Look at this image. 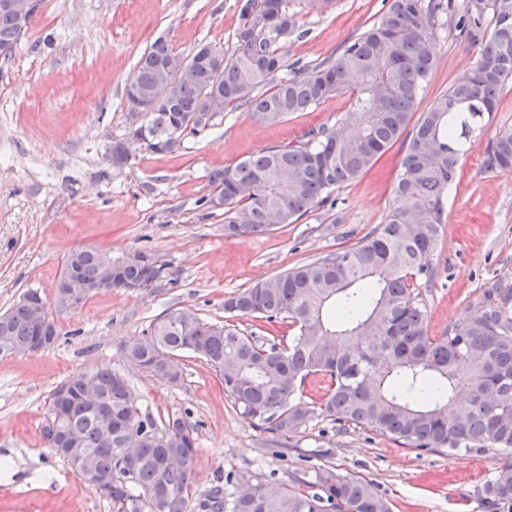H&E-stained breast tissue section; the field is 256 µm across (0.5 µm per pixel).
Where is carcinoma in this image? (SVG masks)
<instances>
[{
  "instance_id": "carcinoma-1",
  "label": "carcinoma",
  "mask_w": 512,
  "mask_h": 512,
  "mask_svg": "<svg viewBox=\"0 0 512 512\" xmlns=\"http://www.w3.org/2000/svg\"><path fill=\"white\" fill-rule=\"evenodd\" d=\"M382 17L345 42L339 55L309 68L289 61L288 37L305 35L304 18L333 9L334 0H242L234 32L235 50L201 45L190 56L157 38L142 54L126 94L143 121L130 133L152 153H170L168 140L197 134L229 108H246L266 123L307 112L339 94L349 95V132L340 122L321 125L296 145H280L233 166L210 172L212 198L224 209V235L262 234L293 224L324 206L336 190L367 172L401 137L406 151L381 223L361 244L304 262L261 279L224 300L230 319L210 324L185 308H170L145 335L124 345L128 360L154 378H182L179 358L189 353L222 367L224 393L254 428L287 434L316 417L366 427L405 448L493 451L506 462L482 493L487 512H512V279L483 289L472 311L431 336L421 280L430 279L442 226L444 201L462 156L479 140L504 89L512 83V0H491V34L480 57L436 97L419 118L436 58V0H383ZM475 4L457 26L480 28ZM20 24L0 8V46L18 44ZM186 64L175 76L167 66ZM179 78L171 99L157 96ZM196 117L190 130L185 119ZM126 138H114L112 166L128 165ZM488 171H512V125L499 126L484 148ZM104 251H70L62 272L93 286L103 279ZM162 274L154 257L136 251L112 265V287L148 288ZM345 313L331 317L333 306ZM253 318L291 328L288 345L264 341L233 318ZM0 336L27 348L37 338L56 342L30 305L17 301L0 314ZM330 379L312 404L301 401L305 380ZM72 399L51 394L45 416L75 428L82 452L95 470L112 475L103 493L112 512H188L197 449L178 439L190 422L170 418L158 425L140 415L124 375L103 367L93 379L66 381ZM91 391L96 408L80 396ZM139 436L127 471L118 470L126 435ZM112 439V448L103 447ZM290 487L247 484L227 500L215 493L202 504L215 512H391L389 501L360 476L319 468Z\"/></svg>"
}]
</instances>
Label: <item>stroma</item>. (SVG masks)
<instances>
[{
    "label": "stroma",
    "mask_w": 512,
    "mask_h": 512,
    "mask_svg": "<svg viewBox=\"0 0 512 512\" xmlns=\"http://www.w3.org/2000/svg\"><path fill=\"white\" fill-rule=\"evenodd\" d=\"M441 2L424 108L477 61L491 33L487 26L472 34L456 29L452 17L467 0ZM238 9V0H45L13 55L0 57V313L32 289L60 332L51 348L0 356V489L17 491L0 499V512H112L40 435L53 390L106 366L126 376L141 412L195 426L189 512H201L226 475L289 485L310 466L371 481L392 512H484L477 491L500 466L496 454L418 451L329 417L286 435L264 432L235 411L201 359L183 355L174 386L125 357V343L168 308L223 322L230 293L356 244L391 200L402 139L341 187L336 205L274 231L225 236L224 212L209 204L210 171L345 118L344 95L273 125L244 109L220 114L177 152L139 150L125 168L112 167L106 148L132 122L126 87L144 50L163 36L183 55L205 43L233 51ZM381 14L382 0H336L331 13L307 16L308 33L289 37L288 56L316 65ZM445 214L422 291L433 336L468 314L483 288L512 278V172L486 171L483 148L475 146L448 190ZM84 246L116 257L149 252L162 278L149 288L99 291L74 310L57 307L64 258Z\"/></svg>",
    "instance_id": "1"
}]
</instances>
